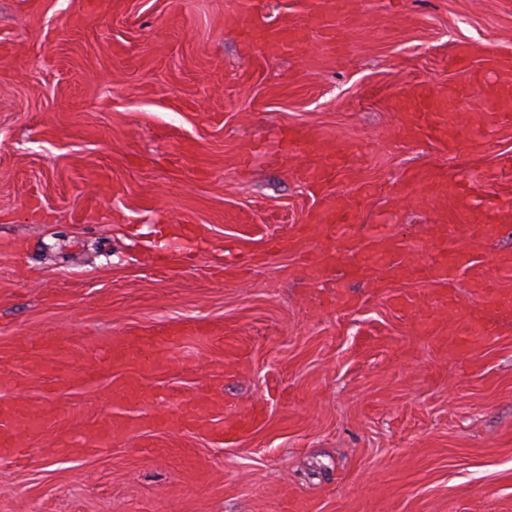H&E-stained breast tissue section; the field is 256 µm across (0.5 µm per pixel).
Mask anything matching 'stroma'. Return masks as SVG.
<instances>
[{
	"instance_id": "obj_1",
	"label": "stroma",
	"mask_w": 512,
	"mask_h": 512,
	"mask_svg": "<svg viewBox=\"0 0 512 512\" xmlns=\"http://www.w3.org/2000/svg\"><path fill=\"white\" fill-rule=\"evenodd\" d=\"M252 2L0 0V400L27 339L66 345L29 390L56 412L29 465L0 459V512H512V323L470 352L420 324L439 289L469 301L470 275L314 280L301 253L270 248L352 194L360 227L426 241L446 204L417 170L478 174L512 200V126L478 146L457 125L512 59V0ZM268 25L285 49L255 40ZM458 47L470 72L448 66ZM423 84L470 91L452 145L408 130L401 101ZM314 139L353 147L319 194L301 175ZM469 221L455 245L493 272L512 233L479 244L487 216ZM187 225L205 231L199 250L158 233ZM176 323L235 345L188 343L143 387L254 425L221 440L174 422L55 452L111 415L101 346Z\"/></svg>"
}]
</instances>
